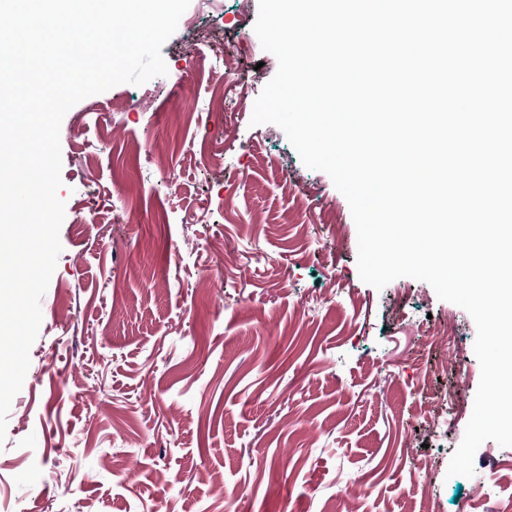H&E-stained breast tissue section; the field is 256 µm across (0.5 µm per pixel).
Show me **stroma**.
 <instances>
[{"label": "stroma", "instance_id": "obj_1", "mask_svg": "<svg viewBox=\"0 0 512 512\" xmlns=\"http://www.w3.org/2000/svg\"><path fill=\"white\" fill-rule=\"evenodd\" d=\"M258 9L191 0L167 76L65 114L63 250L0 442V512H512V447L448 473L481 377L471 316L414 278L365 283L346 198L251 125L278 68ZM199 29L232 72L209 73ZM218 86L238 110H198ZM455 390L431 429L429 392Z\"/></svg>", "mask_w": 512, "mask_h": 512}]
</instances>
